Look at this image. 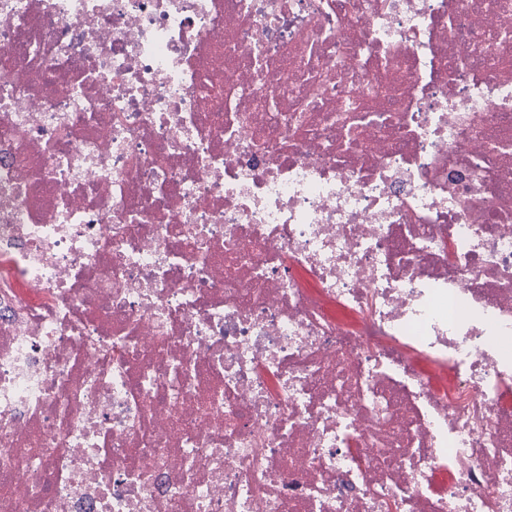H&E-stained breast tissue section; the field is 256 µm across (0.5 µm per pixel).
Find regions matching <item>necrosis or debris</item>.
Returning a JSON list of instances; mask_svg holds the SVG:
<instances>
[{"label": "necrosis or debris", "mask_w": 512, "mask_h": 512, "mask_svg": "<svg viewBox=\"0 0 512 512\" xmlns=\"http://www.w3.org/2000/svg\"><path fill=\"white\" fill-rule=\"evenodd\" d=\"M0 512H512V0H0Z\"/></svg>", "instance_id": "necrosis-or-debris-1"}]
</instances>
